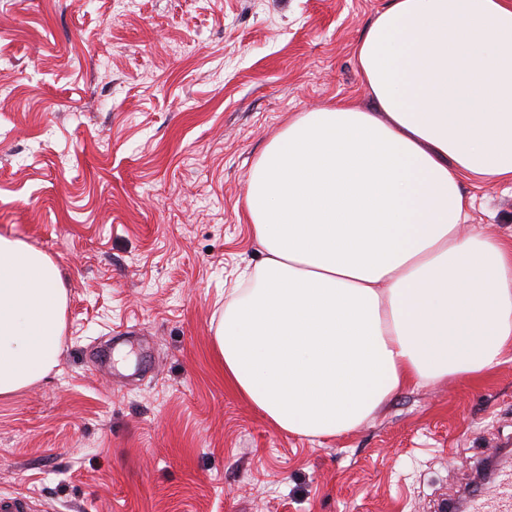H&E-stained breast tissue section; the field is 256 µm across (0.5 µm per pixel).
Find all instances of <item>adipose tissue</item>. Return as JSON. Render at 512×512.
I'll list each match as a JSON object with an SVG mask.
<instances>
[{
	"instance_id": "ef3b65f1",
	"label": "adipose tissue",
	"mask_w": 512,
	"mask_h": 512,
	"mask_svg": "<svg viewBox=\"0 0 512 512\" xmlns=\"http://www.w3.org/2000/svg\"><path fill=\"white\" fill-rule=\"evenodd\" d=\"M356 56L372 111L298 113L256 160L260 257L213 338L226 384L317 439L512 348V244L459 232L463 178L512 183V0H387ZM66 306L57 262L0 236V396L58 366Z\"/></svg>"
}]
</instances>
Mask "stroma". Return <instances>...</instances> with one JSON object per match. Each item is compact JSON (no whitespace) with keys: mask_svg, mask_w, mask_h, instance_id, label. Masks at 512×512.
Here are the masks:
<instances>
[{"mask_svg":"<svg viewBox=\"0 0 512 512\" xmlns=\"http://www.w3.org/2000/svg\"><path fill=\"white\" fill-rule=\"evenodd\" d=\"M386 0H0V235L60 265V363L0 397V495L34 512H441L512 442V348L345 435L280 431L224 383L216 311L253 266L250 171L300 112L372 103ZM468 232L512 238V184Z\"/></svg>","mask_w":512,"mask_h":512,"instance_id":"obj_1","label":"stroma"}]
</instances>
